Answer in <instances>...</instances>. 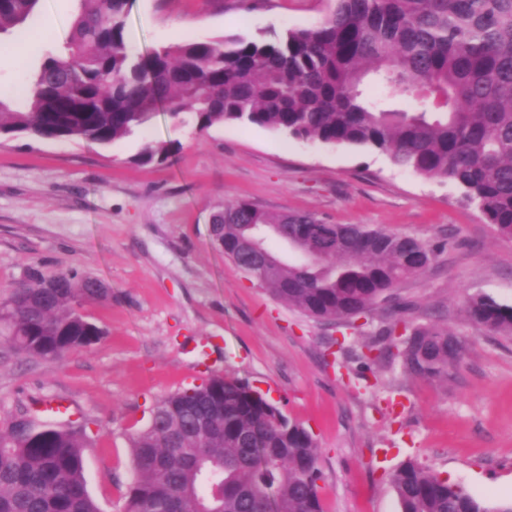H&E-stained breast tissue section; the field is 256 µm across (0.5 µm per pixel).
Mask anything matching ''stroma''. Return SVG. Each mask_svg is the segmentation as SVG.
<instances>
[{
	"label": "stroma",
	"instance_id": "35a3bbf8",
	"mask_svg": "<svg viewBox=\"0 0 512 512\" xmlns=\"http://www.w3.org/2000/svg\"><path fill=\"white\" fill-rule=\"evenodd\" d=\"M335 0H133L131 52L215 37L309 28ZM79 0H41L23 36L65 40ZM43 60L0 55V99L19 95ZM175 141L165 163L136 160L150 141ZM251 200L267 212L307 211L327 224H363L424 243L452 240L396 298L407 321H435L466 343L448 382L365 368L384 319L343 336L259 288L213 244L210 216ZM75 270L112 288L85 314L104 331L57 362L0 338V426L61 400L57 422L85 420L88 490L100 512H125L133 475L129 435L160 398L211 374L247 381L307 426L317 443L325 512H400L391 473L414 461L486 506L512 501V338L466 316L470 296L512 304V240L487 224L451 181L393 165L372 147H333L255 125L198 131L158 112L102 147L25 134L0 137V303L28 267Z\"/></svg>",
	"mask_w": 512,
	"mask_h": 512
}]
</instances>
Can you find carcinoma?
<instances>
[{
    "label": "carcinoma",
    "instance_id": "1",
    "mask_svg": "<svg viewBox=\"0 0 512 512\" xmlns=\"http://www.w3.org/2000/svg\"><path fill=\"white\" fill-rule=\"evenodd\" d=\"M62 45L46 52L25 105L0 100V136L86 141L103 147L145 126L159 110L193 116L203 131L251 124L303 141L370 145L392 163L463 190L497 233L512 239V0H336L311 28L270 38L191 41L133 54L131 0H80ZM40 0H0V34L24 23ZM371 73L380 88L359 89ZM413 113L386 107L396 95ZM175 141L146 144L136 161L163 163ZM213 242L245 272L258 255L272 278L257 285L309 317L346 328L368 318L402 281L424 272L439 249L359 224H321L310 212L271 214L247 199L213 214ZM272 234L252 247L251 225ZM296 243L285 259L270 242ZM112 300L104 281L32 269L0 306L6 341L56 362L97 343L103 331L83 312ZM389 306L372 333V362L395 356L403 371L449 380L465 342L434 324L402 321ZM470 320L512 337V305L467 299ZM88 423L29 417L0 428V512H100L84 476ZM134 476L125 512H324L312 433L249 384L213 374L157 401L148 426L130 436ZM401 512H512L490 509L463 487L408 461L390 476ZM222 496H211L212 485Z\"/></svg>",
    "mask_w": 512,
    "mask_h": 512
}]
</instances>
